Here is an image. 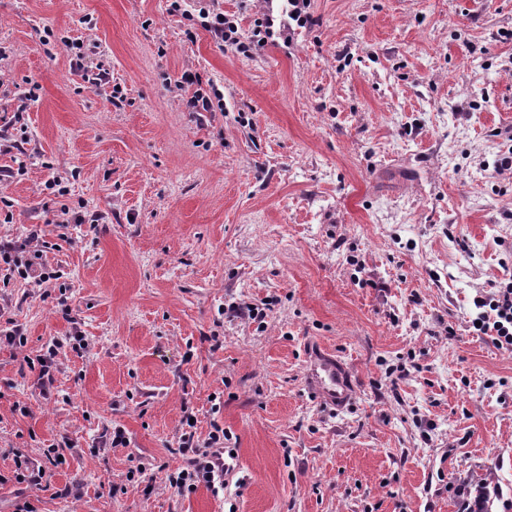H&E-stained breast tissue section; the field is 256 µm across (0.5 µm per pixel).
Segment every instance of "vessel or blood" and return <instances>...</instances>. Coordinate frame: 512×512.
I'll use <instances>...</instances> for the list:
<instances>
[{
	"label": "vessel or blood",
	"mask_w": 512,
	"mask_h": 512,
	"mask_svg": "<svg viewBox=\"0 0 512 512\" xmlns=\"http://www.w3.org/2000/svg\"><path fill=\"white\" fill-rule=\"evenodd\" d=\"M309 358L306 381L310 394L324 406L344 408L354 393V381L347 366L318 346L310 347Z\"/></svg>",
	"instance_id": "obj_1"
}]
</instances>
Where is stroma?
I'll return each instance as SVG.
<instances>
[{
  "label": "stroma",
  "mask_w": 512,
  "mask_h": 512,
  "mask_svg": "<svg viewBox=\"0 0 512 512\" xmlns=\"http://www.w3.org/2000/svg\"><path fill=\"white\" fill-rule=\"evenodd\" d=\"M310 12L247 59L167 0H0V238L37 232L60 273L0 285L25 333L0 343V512H456L455 478L512 489V353L469 330L512 275V0ZM187 69L223 110H188ZM54 179L84 223L46 214ZM54 338L45 398L23 358ZM314 342L357 380L343 411L308 392ZM216 425L238 491L178 494L183 435Z\"/></svg>",
  "instance_id": "stroma-1"
}]
</instances>
